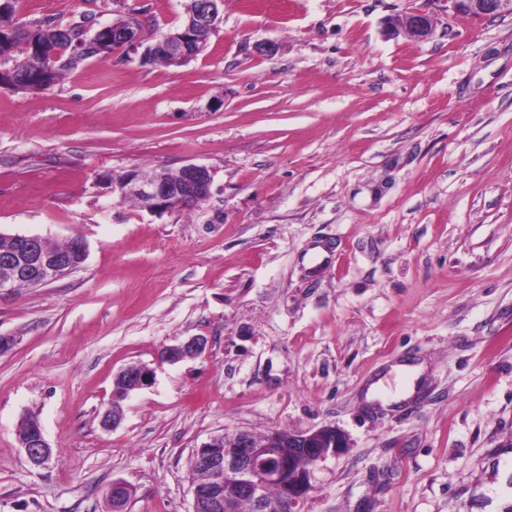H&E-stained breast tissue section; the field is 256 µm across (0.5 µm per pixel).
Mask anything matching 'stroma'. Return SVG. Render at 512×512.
<instances>
[{
  "label": "stroma",
  "mask_w": 512,
  "mask_h": 512,
  "mask_svg": "<svg viewBox=\"0 0 512 512\" xmlns=\"http://www.w3.org/2000/svg\"><path fill=\"white\" fill-rule=\"evenodd\" d=\"M184 3L127 0L153 40ZM416 10L430 38L389 34ZM86 13L111 23L112 0L16 17ZM189 163L214 172L193 210L112 193ZM0 233L88 247L77 271L0 291V512H112L117 482L128 512H190L211 437L325 426L349 447L312 467L301 512L512 507V15L224 0L185 65L91 58L44 90L0 87ZM194 335L204 354L158 363ZM403 363L422 384L397 403ZM141 364L152 385L115 398ZM25 416L45 467L19 445ZM26 421L34 422L35 426L25 428ZM19 444L34 466H44L51 458L52 448L46 440L41 426L31 418L25 419L21 424Z\"/></svg>",
  "instance_id": "obj_1"
}]
</instances>
